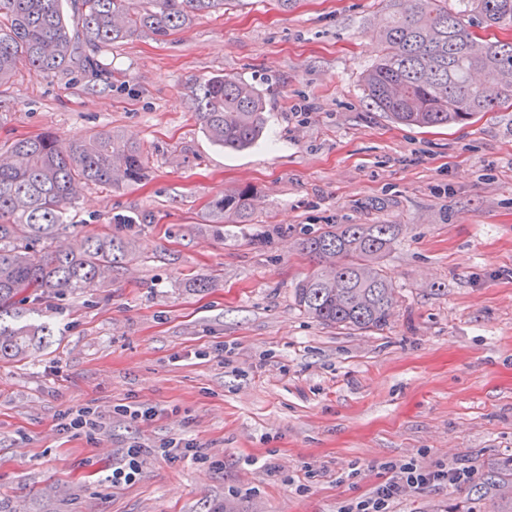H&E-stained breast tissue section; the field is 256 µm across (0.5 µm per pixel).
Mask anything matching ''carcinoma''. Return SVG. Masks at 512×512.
I'll list each match as a JSON object with an SVG mask.
<instances>
[{
	"mask_svg": "<svg viewBox=\"0 0 512 512\" xmlns=\"http://www.w3.org/2000/svg\"><path fill=\"white\" fill-rule=\"evenodd\" d=\"M382 55L363 75L366 98L398 124L452 127L512 101V39L477 43L467 17L487 27L512 25V0H381ZM224 0H0V83L23 65L37 75L73 66L98 70L85 48L99 50L133 36L160 40ZM192 109L208 140L233 151L262 135L267 100L254 84L226 75L195 82ZM0 163V358L20 359L51 335L45 325H18V304L97 287L127 255L125 242L88 232L75 247L57 245L79 188L137 182L144 148L103 130L60 145L41 134L3 145ZM215 223L251 216L246 189L212 203ZM397 236L393 224H338L301 242L314 269L295 287L305 312L322 324L354 331L387 327L394 287L384 265ZM504 473L490 469L472 492L493 489Z\"/></svg>",
	"mask_w": 512,
	"mask_h": 512,
	"instance_id": "obj_1",
	"label": "carcinoma"
}]
</instances>
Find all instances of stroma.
<instances>
[{
    "mask_svg": "<svg viewBox=\"0 0 512 512\" xmlns=\"http://www.w3.org/2000/svg\"><path fill=\"white\" fill-rule=\"evenodd\" d=\"M381 20L379 0H226L165 40L102 49L100 77L22 67L0 84V142L112 129L150 151L143 180L83 187L68 213L124 238V262L24 312L50 343L0 361V512H340L384 462L512 463V108L452 128L390 121L362 86ZM215 74L267 95L249 150L213 146L189 109ZM239 188L250 222L215 223L212 202ZM328 224L397 225L384 330L297 305L300 241ZM129 402L155 418L116 413ZM86 404L104 430L59 431ZM177 436L202 459L157 455ZM133 442L142 473L112 487ZM471 496L430 488L395 510L512 512L510 485Z\"/></svg>",
    "mask_w": 512,
    "mask_h": 512,
    "instance_id": "35a3bbf8",
    "label": "stroma"
}]
</instances>
